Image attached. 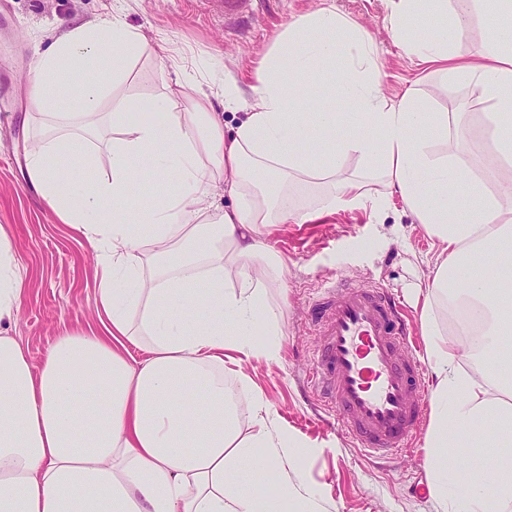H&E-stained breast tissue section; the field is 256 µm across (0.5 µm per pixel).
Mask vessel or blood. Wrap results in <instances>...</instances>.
Returning <instances> with one entry per match:
<instances>
[{
	"label": "vessel or blood",
	"instance_id": "b4317fda",
	"mask_svg": "<svg viewBox=\"0 0 512 512\" xmlns=\"http://www.w3.org/2000/svg\"><path fill=\"white\" fill-rule=\"evenodd\" d=\"M310 325L306 381L338 431L368 457L409 448L428 399L406 308L376 283L342 280L314 299Z\"/></svg>",
	"mask_w": 512,
	"mask_h": 512
}]
</instances>
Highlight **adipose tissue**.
Returning <instances> with one entry per match:
<instances>
[{
    "label": "adipose tissue",
    "mask_w": 512,
    "mask_h": 512,
    "mask_svg": "<svg viewBox=\"0 0 512 512\" xmlns=\"http://www.w3.org/2000/svg\"><path fill=\"white\" fill-rule=\"evenodd\" d=\"M389 8L406 56L448 84L479 88L485 159L469 156L450 114L414 90L385 95L371 36L331 5L291 18L256 71L249 104L236 80L225 82V109L244 112L229 136L195 79L191 98L161 86L151 100L161 120L132 121L141 102L117 87L145 51L162 71L169 56L120 17L75 25L37 53L28 85L41 130L26 172L95 251L102 330L58 337L31 366L7 332L28 283L0 226V512H323L303 470L309 446L242 371L225 369L224 353L279 359L283 304L269 291L282 286L286 261L266 236L362 204L352 158L399 195L437 247L421 314L434 380L425 438L434 508L512 512V0ZM477 8L485 47L464 56L456 43ZM283 50L293 58L290 85ZM322 94L352 111H309ZM101 147L109 177L91 181L69 167L75 156L94 162ZM140 174L168 184L146 208L131 192ZM316 180L325 184L317 207L294 205L290 186ZM220 191L232 207L216 203ZM452 302L471 332H448ZM134 346L142 358L131 357ZM453 448L482 451L468 483L448 480Z\"/></svg>",
    "instance_id": "1"
}]
</instances>
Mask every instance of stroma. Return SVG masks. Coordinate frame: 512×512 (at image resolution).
<instances>
[{
  "mask_svg": "<svg viewBox=\"0 0 512 512\" xmlns=\"http://www.w3.org/2000/svg\"><path fill=\"white\" fill-rule=\"evenodd\" d=\"M318 2L267 0L239 30L207 15L202 0H0V225L11 232L16 257L28 272L27 296L9 333L32 365L41 364L57 337L101 329L94 252L36 195L25 173V150L35 131L26 77L36 52L50 45L53 33L118 14L149 42L166 41L171 55L162 76L150 53H143L122 93L151 99L161 84L177 88L196 63L212 64L245 87L290 18ZM334 3L371 35L388 96L413 88L428 96L435 111L483 112L477 87L444 85L406 57L389 29L388 0ZM270 241L287 263L281 354L276 361L251 362L246 373L279 422L312 447L304 461L307 480L322 491L331 512H433L423 446L427 424H420L408 452L373 461L325 425L324 410L304 385L313 343L308 311L319 289L339 278L354 284L370 278L419 316L416 296L434 257L431 240L413 230L398 197L373 192L364 206L282 226Z\"/></svg>",
  "mask_w": 512,
  "mask_h": 512,
  "instance_id": "35a3bbf8",
  "label": "stroma"
}]
</instances>
